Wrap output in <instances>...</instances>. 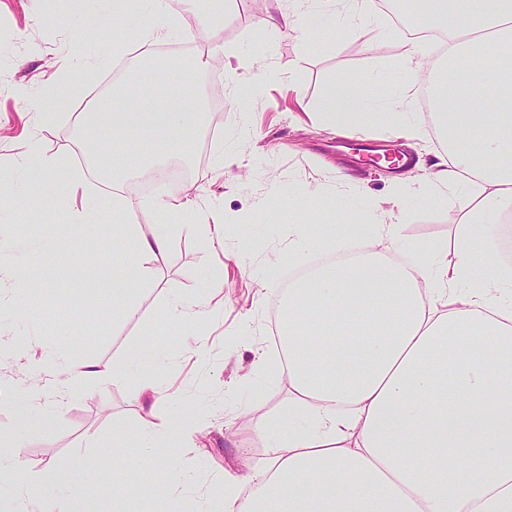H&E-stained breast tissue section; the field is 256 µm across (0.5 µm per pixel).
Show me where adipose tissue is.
<instances>
[{"label": "adipose tissue", "instance_id": "obj_1", "mask_svg": "<svg viewBox=\"0 0 512 512\" xmlns=\"http://www.w3.org/2000/svg\"><path fill=\"white\" fill-rule=\"evenodd\" d=\"M416 24L445 34L440 61L409 52L410 82L382 106L357 80L340 78L306 113L327 130L381 127L415 141L426 131L406 106L420 85L433 83L445 149L429 166L425 195L442 203L465 193L476 204L448 243L404 245L398 198L387 206L361 200L356 251L338 225H289L288 258L308 271L290 283L280 319L288 361L272 363L260 346L251 353L256 369L287 381L292 400L255 421L266 457L245 474L225 470L224 512H512V265L485 267L500 225L512 222V0H420ZM144 67L154 73L145 91L138 84ZM141 68L128 72L122 93L99 96L82 126L120 154L142 138L161 145L141 154L147 172L161 153H184L183 131L205 127L207 115L187 102L177 71L149 56ZM20 167L47 183L77 185L34 138ZM123 179L112 175V195L84 196L69 218L92 231L111 205L122 249L107 275L120 315L133 320L136 291L173 233L186 226L222 243L226 227L220 201L187 193L152 197L145 206L153 222L129 223ZM325 240L334 243L335 260L308 265ZM146 358L139 344L112 363L61 345L36 368L42 392L63 398L91 379H124ZM197 429L179 410L144 422L138 452L145 463L166 465L173 510L181 489L200 476L164 461L160 445L185 447Z\"/></svg>", "mask_w": 512, "mask_h": 512}]
</instances>
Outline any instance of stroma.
<instances>
[{
  "label": "stroma",
  "instance_id": "stroma-1",
  "mask_svg": "<svg viewBox=\"0 0 512 512\" xmlns=\"http://www.w3.org/2000/svg\"><path fill=\"white\" fill-rule=\"evenodd\" d=\"M291 8V0H237L223 27L206 22L207 5L194 8L174 5L176 36L165 45L178 52L196 43V53L208 57L205 72H188L185 91L200 98L208 109L212 141L197 139L186 131L190 156L186 183L191 193L208 200L222 198L224 216L234 226L232 245L256 241L248 273L226 261L221 250L195 235L175 236L169 251L153 260L150 287L137 295L141 322L126 321L115 313L112 291L97 287L100 265L112 263L111 221H104L97 235L88 236L68 222L71 202L56 187L32 182L0 202V233L14 239L20 250H34L50 236L61 241L58 251L30 263L28 270L38 288L24 297L21 284L10 271L19 252L0 253V435H22L21 463L0 477V512H24L26 503L16 491L34 474H48L51 465L74 456L90 461L99 476L92 496L100 512H165L161 492L168 481L165 467L145 468L136 452L142 429L141 413L131 399L136 375L112 383L89 382L73 399L54 402L39 396L28 412L26 424L17 419L19 395L15 381L22 368L31 366L40 347L20 354L32 330H39L42 345L71 342L80 356L103 362L123 359L141 343L159 351L161 378L168 398L162 399L156 417H166L181 406L202 424L197 446L173 449L181 466L196 471L199 483L186 490L180 512H224L225 470H245L266 453L255 431L253 416L276 415L287 408V383L269 391H257L249 349L263 342L274 345L279 327L270 314L281 307L280 289L265 286L262 261L282 253V228L300 222L301 210H281L270 218L261 210L273 194H301L308 183L321 181L332 192L345 196L346 209L324 216L327 224L356 225L354 213L359 194L390 197V169H377L357 153L359 140H384L380 129L351 134L350 144L338 135L315 127L305 117V104L317 103L334 78H357L368 99H390L409 80L402 68L410 44L405 31L395 30L390 16L366 24L355 35L339 25H324L318 15L303 22L319 31L316 40L299 34L264 29L274 5ZM135 23L116 17L105 0H85L66 10L58 0H0V181L22 180L17 159L29 138H37L47 155L59 158L73 177L91 178L93 162L85 146L87 134L78 123L77 107L93 104L106 77L130 57L141 42ZM122 44L114 53L113 44ZM262 59L272 71L262 95L241 99L230 90L227 76L247 83L254 59ZM67 66V79L57 84V70ZM58 85L72 99L73 109L56 113L46 90ZM25 95H18V88ZM53 113L51 122L40 113ZM248 138H240V129ZM229 142L237 166L220 168L214 158L217 140ZM392 153L413 152L430 160L442 151L436 135L406 145L384 140ZM402 236L412 242L451 239L455 224L470 207L459 196L446 204L424 202L416 187L404 197ZM226 281L227 303L223 311L209 313L193 325L165 320L164 302L175 294L203 302L210 281ZM264 305L250 331L239 328L255 294ZM198 335L210 354L208 365L190 357L182 345L186 334ZM248 404L251 414L235 418L232 403ZM127 480L138 483L136 493L117 499L112 486Z\"/></svg>",
  "mask_w": 512,
  "mask_h": 512
}]
</instances>
